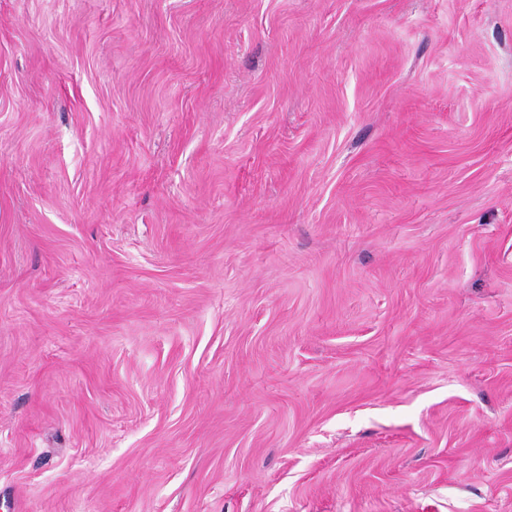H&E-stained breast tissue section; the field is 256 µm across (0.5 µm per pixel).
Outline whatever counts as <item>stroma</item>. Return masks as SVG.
<instances>
[{"mask_svg": "<svg viewBox=\"0 0 512 512\" xmlns=\"http://www.w3.org/2000/svg\"><path fill=\"white\" fill-rule=\"evenodd\" d=\"M0 512H512V0H0Z\"/></svg>", "mask_w": 512, "mask_h": 512, "instance_id": "stroma-1", "label": "stroma"}]
</instances>
